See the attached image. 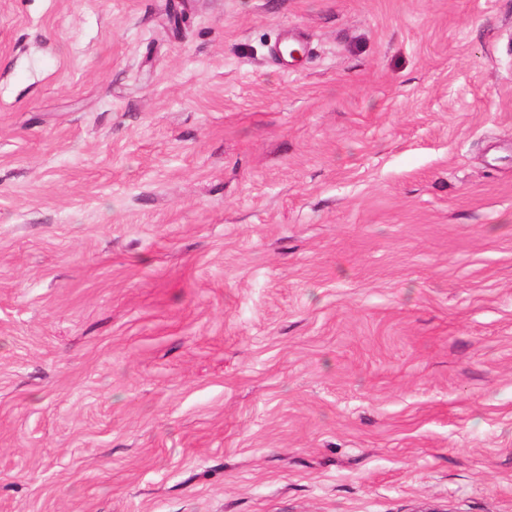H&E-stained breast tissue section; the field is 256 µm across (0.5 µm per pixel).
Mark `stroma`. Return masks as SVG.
<instances>
[{
  "label": "stroma",
  "instance_id": "stroma-1",
  "mask_svg": "<svg viewBox=\"0 0 512 512\" xmlns=\"http://www.w3.org/2000/svg\"><path fill=\"white\" fill-rule=\"evenodd\" d=\"M0 512H512V0H0Z\"/></svg>",
  "mask_w": 512,
  "mask_h": 512
}]
</instances>
